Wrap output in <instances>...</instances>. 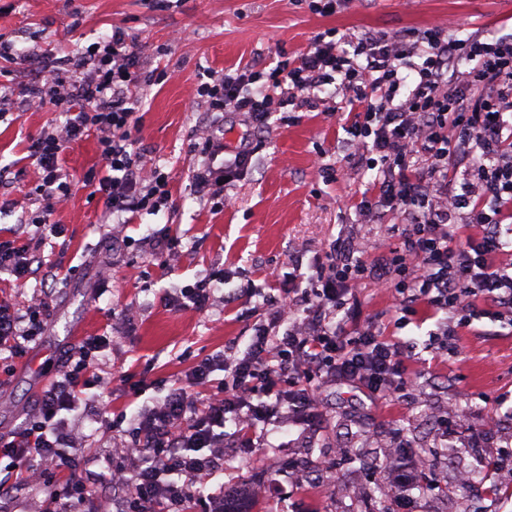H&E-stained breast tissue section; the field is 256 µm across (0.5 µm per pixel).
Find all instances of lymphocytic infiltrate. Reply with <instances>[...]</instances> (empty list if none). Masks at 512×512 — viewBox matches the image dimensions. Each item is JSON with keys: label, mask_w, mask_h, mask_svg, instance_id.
I'll return each mask as SVG.
<instances>
[{"label": "lymphocytic infiltrate", "mask_w": 512, "mask_h": 512, "mask_svg": "<svg viewBox=\"0 0 512 512\" xmlns=\"http://www.w3.org/2000/svg\"><path fill=\"white\" fill-rule=\"evenodd\" d=\"M144 51L137 36L116 26L70 66L25 88L29 101L51 103L65 116L62 126L27 149L39 174L37 189L49 201L32 218L42 236H63L52 216L86 187L116 216L171 207L172 174L148 165L132 136L140 106L133 90L152 81L142 67ZM329 85L352 112L344 127L352 159L375 172L362 215L396 210L404 228L372 261L350 242L335 240L306 287L265 299L243 353L200 359L138 417L132 438L118 439L107 460V483L125 490V512H194L200 502L205 512H224L223 491L205 492L199 480L224 467L219 429L226 421L240 424L239 438L250 447L262 426L318 427L319 385L347 382L380 402L415 385L411 350L373 325H359L350 309L364 281L393 291L405 319H436L438 350L452 356L459 329L446 322L447 314L467 316L482 302L493 319L512 320L506 250L512 239V36L459 38L439 25L410 37L367 32L339 38L329 30L288 63L268 72L228 73L199 84L197 93L209 111L245 113L260 131L281 109L316 107L319 91ZM91 135L102 169L74 180L62 156ZM224 151L223 137L203 133L205 164L192 186L214 201L224 198V179L251 163L247 146L228 160ZM41 262L31 240H0V274L18 284H26ZM46 326L41 295L20 307L0 299V352L25 356ZM109 345L105 335L83 337L42 390L34 414L0 433V459L9 458L18 482L49 486L41 512H79L86 504L102 512L91 476L64 454L76 440L59 416L101 385L97 360ZM218 369L223 379L211 382ZM198 386L209 387L205 399L193 395ZM262 393L269 402H258Z\"/></svg>", "instance_id": "f902f5d3"}]
</instances>
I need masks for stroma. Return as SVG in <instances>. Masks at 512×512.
Returning <instances> with one entry per match:
<instances>
[{
  "instance_id": "obj_1",
  "label": "stroma",
  "mask_w": 512,
  "mask_h": 512,
  "mask_svg": "<svg viewBox=\"0 0 512 512\" xmlns=\"http://www.w3.org/2000/svg\"><path fill=\"white\" fill-rule=\"evenodd\" d=\"M441 23L452 24L460 38L507 37L512 0H352L331 17L312 14L304 0H0V41L12 50L10 58H0V230L15 229L38 210V174L26 147L63 121L51 104L30 105L18 89L43 78L45 52L67 61L116 25L145 42L144 68L158 75L136 90V145L149 163L175 176L171 210L141 211L119 231L102 200L84 191L57 211L66 236L46 238L40 254L72 267L67 280L33 278L18 286L13 277H0L1 296L21 306L42 293L49 314L44 335L0 401V430L32 415L44 379L54 378L71 345L85 336H111L100 370L106 387L89 390L88 401L66 416L81 443V469L105 473L112 436L100 427L98 414L110 412L130 429L198 360L229 342L245 350L264 296L288 288L293 254H301L306 276L339 238L376 255L404 218L387 212L363 223L358 204L375 173L348 158L347 115L337 110L333 87L321 92L319 110L276 113L262 132L251 131L243 117L207 111L196 88L210 74L274 68L307 52L314 35L327 29L345 36L369 30L409 36ZM213 121L223 123L228 147L244 138L252 153L220 207L190 187L203 161L194 145ZM168 234L178 236L181 251L164 270L151 244ZM273 268L280 281L267 279ZM216 275L221 281L209 311L169 309L170 295ZM246 287L253 297L242 296ZM229 294L234 302L221 305ZM353 307L360 320H374L393 341L415 343L417 359L409 369L420 372L418 385L399 400L378 404L350 385H326L322 429L304 433L283 423L270 431L265 447H240L235 425L225 424L224 468L204 479L205 491L223 489L229 500L245 497L251 512H403L396 500L373 498L385 480L374 464L396 450L426 448L431 463L413 493L412 512H512V476L497 464L512 445V428H484L488 417L512 411V328L473 321L461 329L459 353L451 358L428 348L434 321L395 322L392 292L363 286ZM126 308L133 310V322L123 319ZM340 449L345 455L336 465L305 484L294 483L289 459L337 456ZM275 455L283 465H271ZM464 470L480 478L482 496L462 493L458 474Z\"/></svg>"
}]
</instances>
